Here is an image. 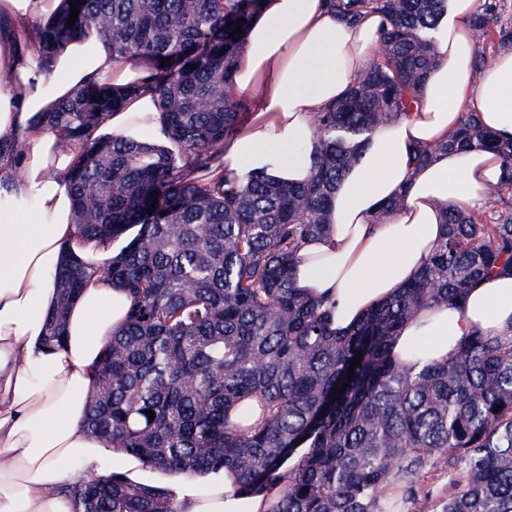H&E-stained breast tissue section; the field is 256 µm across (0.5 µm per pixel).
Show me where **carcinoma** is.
Wrapping results in <instances>:
<instances>
[{
    "label": "carcinoma",
    "mask_w": 512,
    "mask_h": 512,
    "mask_svg": "<svg viewBox=\"0 0 512 512\" xmlns=\"http://www.w3.org/2000/svg\"><path fill=\"white\" fill-rule=\"evenodd\" d=\"M329 2L340 21L381 15L387 52L344 100L317 113L312 175L298 185L256 172L211 175L245 108L232 79L262 0H82L72 25L62 0L43 22L41 73L61 45L94 30L131 62H150L167 116L165 145L147 133L89 139L124 102L104 79L42 117L62 149L82 145L64 176L79 236L105 242L140 226L101 271L65 256L45 344L63 345L69 307L100 273L131 296L86 397L87 427L106 445L186 478L232 468L243 488L282 481L271 512H512V345L477 332L445 361L420 342L410 364L392 354L421 308L459 302L476 282L512 270V203L490 213L448 209L446 231L413 281L346 333L330 329L321 301L293 287L297 254L326 231L327 202L364 141L420 105L447 0ZM500 2L486 0L472 33L508 49ZM473 145L501 154L494 190L512 194V140L485 131L475 112H461L458 130L415 149L413 161ZM429 477L445 481L444 495L422 490ZM389 486L396 496L384 495ZM65 493L69 512H174L167 490L118 475L79 480Z\"/></svg>",
    "instance_id": "obj_1"
}]
</instances>
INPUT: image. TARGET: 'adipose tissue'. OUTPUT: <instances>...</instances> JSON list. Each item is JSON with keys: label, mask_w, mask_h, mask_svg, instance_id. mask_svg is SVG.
Here are the masks:
<instances>
[{"label": "adipose tissue", "mask_w": 512, "mask_h": 512, "mask_svg": "<svg viewBox=\"0 0 512 512\" xmlns=\"http://www.w3.org/2000/svg\"><path fill=\"white\" fill-rule=\"evenodd\" d=\"M483 3L448 0L435 43L438 62L421 87L419 108L365 141L361 159L332 197L326 234L299 253L294 285L329 300L337 333L414 277L445 232L448 208L479 207L500 180L502 158L476 145L437 153L424 165L409 162L411 147L449 137L465 104L487 130L512 138V52L475 66L471 24ZM60 4L0 0V135L16 133L22 140L19 157H0V174L12 178L14 199L0 206V512H69L68 484L114 474L145 486L167 485L176 512H269L279 486L246 493L227 469L188 479L90 434L86 394L105 342L126 321L130 298L124 288L92 278L69 311L64 347L49 352L42 345L46 315L57 301L52 273L64 247L99 264L113 247L77 244L62 179L76 155L59 149L39 113L106 77L113 89L134 83L140 89L125 110L106 116L97 134L137 138L164 123L145 83L147 66L133 67L102 38L67 44L53 57L49 75L39 73L38 24ZM382 30L376 14L355 24L337 21L325 0H264L233 77L254 115L225 142L215 177L263 171L307 181L312 120L347 96L379 49ZM394 200L399 208L376 221ZM476 331L512 345V274L483 280L462 303L422 309L404 326L393 353L405 359L422 339L432 358L444 359Z\"/></svg>", "instance_id": "ef3b65f1"}]
</instances>
